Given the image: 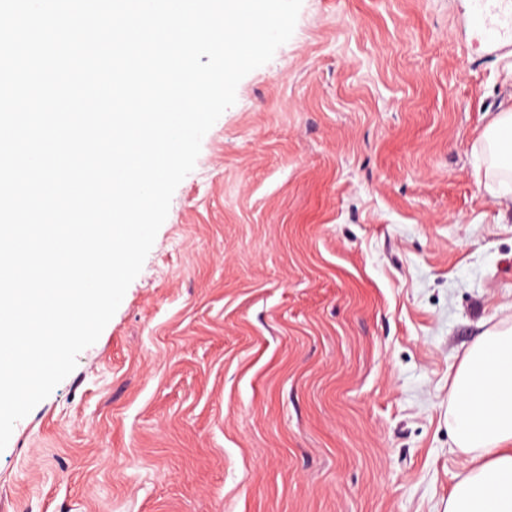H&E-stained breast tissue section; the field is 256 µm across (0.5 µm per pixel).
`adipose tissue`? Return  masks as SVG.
<instances>
[{"mask_svg":"<svg viewBox=\"0 0 512 512\" xmlns=\"http://www.w3.org/2000/svg\"><path fill=\"white\" fill-rule=\"evenodd\" d=\"M490 193L512 195V101L481 135ZM448 427L466 455L446 512H512V323L484 330L466 350L448 397Z\"/></svg>","mask_w":512,"mask_h":512,"instance_id":"ef3b65f1","label":"adipose tissue"}]
</instances>
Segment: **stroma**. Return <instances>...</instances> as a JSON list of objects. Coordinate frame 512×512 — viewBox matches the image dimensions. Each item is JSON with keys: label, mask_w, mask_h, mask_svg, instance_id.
I'll return each instance as SVG.
<instances>
[{"label": "stroma", "mask_w": 512, "mask_h": 512, "mask_svg": "<svg viewBox=\"0 0 512 512\" xmlns=\"http://www.w3.org/2000/svg\"><path fill=\"white\" fill-rule=\"evenodd\" d=\"M472 0H302L95 344L0 451V512H445L448 388L512 321Z\"/></svg>", "instance_id": "1"}]
</instances>
